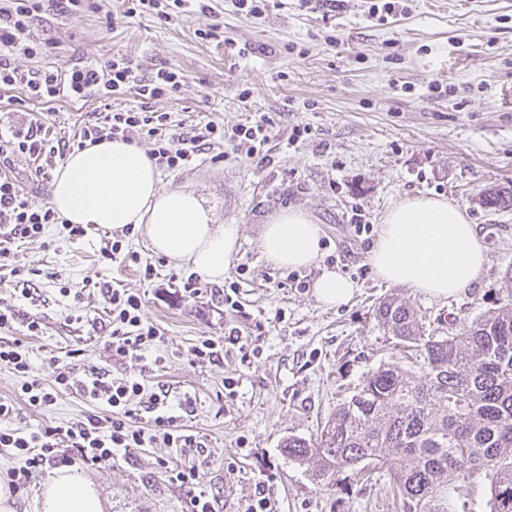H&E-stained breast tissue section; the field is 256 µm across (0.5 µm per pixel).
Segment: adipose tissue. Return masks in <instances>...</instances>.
<instances>
[{
    "mask_svg": "<svg viewBox=\"0 0 512 512\" xmlns=\"http://www.w3.org/2000/svg\"><path fill=\"white\" fill-rule=\"evenodd\" d=\"M51 204L69 224L143 230L152 250L189 265L212 283H221L239 250V227L217 223L212 209L189 189L166 190L155 164L125 141L85 144L66 157L55 175ZM272 266L320 268L312 295L326 307L347 304L355 282L322 267V233L308 214L284 210L265 224L258 239ZM368 263L374 277L433 298L457 296L480 281L486 246L465 209L442 196H410L387 211ZM93 481L72 467L57 469L35 501V512H104Z\"/></svg>",
    "mask_w": 512,
    "mask_h": 512,
    "instance_id": "adipose-tissue-1",
    "label": "adipose tissue"
}]
</instances>
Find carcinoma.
<instances>
[{"label": "carcinoma", "instance_id": "carcinoma-1", "mask_svg": "<svg viewBox=\"0 0 512 512\" xmlns=\"http://www.w3.org/2000/svg\"><path fill=\"white\" fill-rule=\"evenodd\" d=\"M479 204L512 207V186L483 191ZM379 325L400 347L338 404L314 439L282 448L331 484L350 469L367 481L386 469L400 512H468L466 486L490 481L491 512H512V287L499 304L446 336L425 333L423 317L399 296L375 304Z\"/></svg>", "mask_w": 512, "mask_h": 512}]
</instances>
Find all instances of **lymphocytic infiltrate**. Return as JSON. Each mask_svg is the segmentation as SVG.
Here are the masks:
<instances>
[{
  "label": "lymphocytic infiltrate",
  "mask_w": 512,
  "mask_h": 512,
  "mask_svg": "<svg viewBox=\"0 0 512 512\" xmlns=\"http://www.w3.org/2000/svg\"><path fill=\"white\" fill-rule=\"evenodd\" d=\"M96 0H0V89H22L28 102L48 105L68 97L74 100L109 93L133 95L138 108L92 113L75 142L53 139L48 114L32 119L28 126L0 136V262L13 254L15 241L35 240L48 225L59 223L52 206L38 203L24 191L14 170L15 157L27 158L35 177L49 178L72 146L103 139L131 143L152 140L149 157L165 170L184 168L206 148L224 143L247 156L260 155L268 139L269 120L258 116L245 124L224 130L218 124H178L165 112L154 111V100L180 92L185 77L172 68L150 74L140 73L127 56L117 54L102 61L75 67L68 87H61L59 74L44 68L23 71L13 66L11 57L46 54L50 41L30 39L35 20L48 15H77L96 10ZM111 315V331L106 349L119 360L147 352L161 342L159 329L143 314L139 295L103 283L98 287ZM0 365L21 377V394L29 406L53 405L59 392L71 390L93 406L92 412L62 426H45L31 431L16 423L20 415L15 402L0 400V454L21 458V466L8 470L14 490L27 488L32 478L49 468L75 464L93 467L112 460L119 453L147 448L164 442L172 448H196L193 435L183 433L173 417L163 415L161 393L139 380L116 376L110 370L92 366L76 372L69 363L54 366L51 383L30 378V357L19 342L0 343ZM153 412L151 427L139 424L140 411Z\"/></svg>",
  "instance_id": "1"
}]
</instances>
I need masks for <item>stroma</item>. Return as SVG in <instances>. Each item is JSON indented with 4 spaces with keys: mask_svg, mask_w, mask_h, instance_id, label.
<instances>
[{
    "mask_svg": "<svg viewBox=\"0 0 512 512\" xmlns=\"http://www.w3.org/2000/svg\"><path fill=\"white\" fill-rule=\"evenodd\" d=\"M101 9L34 21L30 36L52 38L46 55H14L22 70L48 67L65 73L81 62L129 56L144 72L166 67L185 76L179 94L153 103L183 123L225 128L258 115L270 120L268 162L228 153L200 154L188 167L163 170L166 189L188 188L207 200L221 224L240 229L241 247L224 275L236 283L239 311L225 306L196 272L152 252L141 231L123 242L124 261L99 254L104 228L71 242L61 225L21 242L11 270L0 272V305L21 313L0 337L20 340L31 373L46 379L53 360L76 370L96 365L127 377H146L169 390V413L206 447L205 455L156 442L88 469L106 512H187V489L168 482L157 460L192 466L196 488L214 497L218 512H246L258 485L269 488L277 512H398L386 492L388 475L376 471L357 483L352 472L324 486L311 467L289 460L290 436L316 437L338 403L399 349L378 324L373 307L390 292L425 317L427 333L444 336L494 307L504 273L512 267V209L492 211L480 191L512 183V0H403L384 18H370L367 0H336L333 12L312 11L302 0H276L266 16L237 13L229 0H211L169 20L126 16L125 0H101ZM218 26L217 38L199 31ZM138 101L63 99L51 105L55 136L78 132L87 113L126 110ZM307 127L292 140L295 126ZM441 195L465 208L487 247L479 285L444 299L375 279L367 263L388 209L407 196ZM306 210L322 231L323 264L356 283L350 303L321 306L312 295L316 268L273 267L257 244L264 224L288 207ZM369 231L356 233L354 210ZM156 275L143 276L145 266ZM29 280L31 298L13 292ZM195 281L198 297L183 286ZM109 282L140 295L147 317L161 331L162 363L145 372L138 358L113 361L103 341L109 311L96 285ZM80 298L62 296L61 284ZM40 319L41 335L25 320ZM258 344L243 358L230 333ZM224 342V357L192 362L199 337ZM78 357H71V350ZM234 380V391L224 388ZM67 391L46 409L21 408L23 426L65 425L90 411Z\"/></svg>",
    "mask_w": 512,
    "mask_h": 512,
    "instance_id": "35a3bbf8",
    "label": "stroma"
}]
</instances>
